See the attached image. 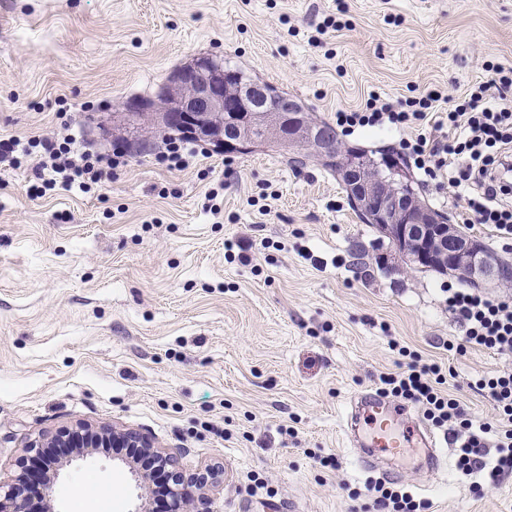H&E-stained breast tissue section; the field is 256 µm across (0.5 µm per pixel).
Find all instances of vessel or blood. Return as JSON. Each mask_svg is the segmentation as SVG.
<instances>
[{"mask_svg":"<svg viewBox=\"0 0 512 512\" xmlns=\"http://www.w3.org/2000/svg\"><path fill=\"white\" fill-rule=\"evenodd\" d=\"M346 436L358 450L359 463L368 470L378 468L383 460L395 458L407 448L423 449L428 472H435L440 466L441 439L414 420L408 406L371 389L355 397Z\"/></svg>","mask_w":512,"mask_h":512,"instance_id":"obj_1","label":"vessel or blood"}]
</instances>
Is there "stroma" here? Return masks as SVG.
Listing matches in <instances>:
<instances>
[{"instance_id": "35a3bbf8", "label": "stroma", "mask_w": 512, "mask_h": 512, "mask_svg": "<svg viewBox=\"0 0 512 512\" xmlns=\"http://www.w3.org/2000/svg\"><path fill=\"white\" fill-rule=\"evenodd\" d=\"M200 56L332 124L374 90L455 95L487 80V63L512 66V0H0V138L50 135L63 106L78 143L129 152L89 193L32 196L30 166L0 163V483L31 465L30 441L113 422L152 435L185 478L220 466L211 512H363L383 473L357 464L344 418L355 393L399 372L397 346L438 362L477 423L495 412L468 379L512 356L449 350L462 334L442 291L454 275L391 269L389 241L321 161L261 143L159 165L170 134L126 127L123 108L158 101ZM411 176L512 263L494 227L461 224L447 192ZM218 185L215 214L205 194ZM237 238L258 243L251 263L226 255ZM441 453L433 476L395 460L399 487L430 512H512V476L476 495L454 443ZM58 454L56 512L138 508L125 452Z\"/></svg>"}]
</instances>
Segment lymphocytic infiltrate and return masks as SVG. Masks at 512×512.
Instances as JSON below:
<instances>
[{
	"instance_id": "1",
	"label": "lymphocytic infiltrate",
	"mask_w": 512,
	"mask_h": 512,
	"mask_svg": "<svg viewBox=\"0 0 512 512\" xmlns=\"http://www.w3.org/2000/svg\"><path fill=\"white\" fill-rule=\"evenodd\" d=\"M336 124L354 128H409L415 135L404 141L415 168L433 182L436 190H450L461 210L463 223L493 225L501 237L512 239V180L505 171L512 165V67L495 65L489 79L476 83L462 97L436 89L396 101L370 92L361 112H337ZM61 122L55 136L0 140V160L21 166L23 158L36 159L33 168L35 193L55 188L79 187L90 192L105 175L126 165L124 153L99 154L78 149ZM449 311L464 329L457 351L481 348L500 355L512 354V300L492 299L469 288L447 285ZM402 372L380 376L381 391L420 404L425 418L438 427H450L457 446V467L467 476L478 475L473 492L483 483H494L512 474V370L473 380L472 386L486 393L506 428L491 423L473 424L458 399L445 393L444 374L435 363L424 362L406 351ZM495 434V453H488L487 436ZM374 512H427V502L383 481L368 487Z\"/></svg>"
}]
</instances>
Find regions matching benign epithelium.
<instances>
[{"mask_svg": "<svg viewBox=\"0 0 512 512\" xmlns=\"http://www.w3.org/2000/svg\"><path fill=\"white\" fill-rule=\"evenodd\" d=\"M262 94V84L237 85L212 60L198 57L173 76L158 104L129 103L125 111L129 121L136 125H158L225 152L250 149L255 144L251 127L262 121L268 126L267 142L285 149L301 143L317 157H328L331 134L325 126L312 123L309 116L286 105L267 106ZM358 185L362 201L355 205L363 203L372 208L383 222L384 235L412 268L448 272L472 284L512 282V266L492 257L481 242L437 217L430 207L408 203L387 183L372 176L361 177ZM110 441L120 442L125 448L142 449L155 467L175 466L170 456L157 449L149 434L108 423L95 427L83 423L64 426L50 437L29 444L36 451L33 468L15 477L8 486L0 499V512H26L18 489V483L24 480L32 489L43 485L45 497H50L64 463L41 449L77 448L82 456L85 449L105 447ZM183 479L180 471L172 472L176 488L170 491L169 512H206L210 501L208 492L215 485L213 472L206 471L193 478L197 487L193 502L177 489Z\"/></svg>", "mask_w": 512, "mask_h": 512, "instance_id": "obj_1", "label": "benign epithelium"}]
</instances>
